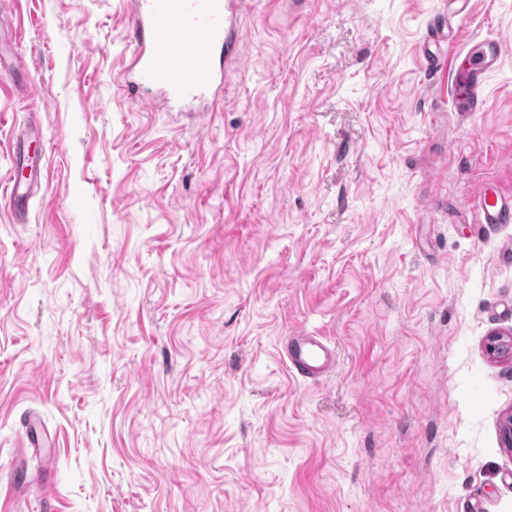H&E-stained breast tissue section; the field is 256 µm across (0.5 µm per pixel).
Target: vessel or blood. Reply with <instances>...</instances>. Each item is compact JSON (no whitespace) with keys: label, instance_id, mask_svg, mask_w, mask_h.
Returning <instances> with one entry per match:
<instances>
[{"label":"vessel or blood","instance_id":"b4317fda","mask_svg":"<svg viewBox=\"0 0 512 512\" xmlns=\"http://www.w3.org/2000/svg\"><path fill=\"white\" fill-rule=\"evenodd\" d=\"M240 0H132L129 23L134 50L124 70V88L136 94L153 89L156 99L171 109L211 112L224 100L227 65L236 60L246 33L236 20ZM12 18L0 11V64L18 56ZM504 54L499 40H486L479 53L457 67L456 105L465 112L479 111L484 103L485 75L496 69ZM14 173L6 186L5 200L14 215L26 212L37 181L31 154H15ZM481 223L512 224V197L479 192ZM281 355L290 373L306 381L323 378L336 365V351L322 337L293 331L281 344ZM35 432H27L15 449L10 485L11 512H16L21 490L29 483L25 458L38 447ZM54 466L39 475L36 512H51Z\"/></svg>","mask_w":512,"mask_h":512}]
</instances>
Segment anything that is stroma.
Wrapping results in <instances>:
<instances>
[{"mask_svg":"<svg viewBox=\"0 0 512 512\" xmlns=\"http://www.w3.org/2000/svg\"><path fill=\"white\" fill-rule=\"evenodd\" d=\"M0 188L29 118L40 188L0 200V485L36 412L55 512H512V0H242L224 103L123 88L125 0H0ZM501 38L485 105L454 57ZM296 329L336 349L291 375ZM470 0H448V26L445 25L441 28V33L439 32V29H435L432 33L430 30L427 33V38L429 40L433 41L435 38L439 37V33L442 34L445 41L448 42V44L452 41L453 36L451 35L450 29L452 28L451 21L454 18H461L466 16V14L469 12L470 9ZM19 56L17 35L12 18L3 8L0 11V69L7 57ZM481 224H512V197L489 196L486 190L477 196ZM281 355L290 373L306 381H317L336 366V350L321 336L304 330H295L284 338Z\"/></svg>","mask_w":512,"mask_h":512,"instance_id":"1","label":"stroma"}]
</instances>
